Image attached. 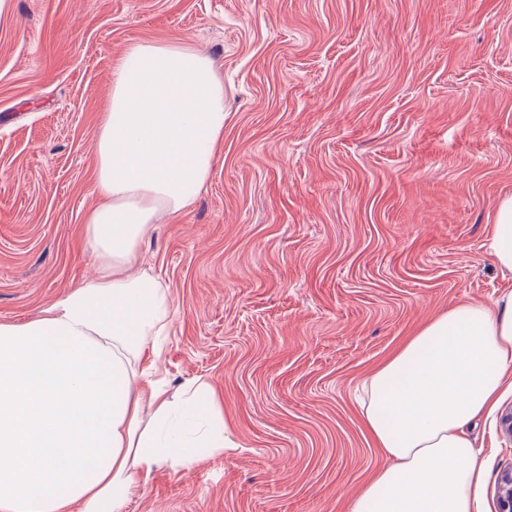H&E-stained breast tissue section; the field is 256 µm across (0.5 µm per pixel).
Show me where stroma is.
Masks as SVG:
<instances>
[{
    "label": "stroma",
    "instance_id": "obj_1",
    "mask_svg": "<svg viewBox=\"0 0 512 512\" xmlns=\"http://www.w3.org/2000/svg\"><path fill=\"white\" fill-rule=\"evenodd\" d=\"M185 41L224 82L194 204L138 245L175 313L170 391L210 384L231 449L155 468L125 512H348L389 461L357 396L457 304L512 290V0H0V323L93 276L84 240L112 69ZM503 386L468 434L497 512ZM488 242L498 266L512 272V197L500 201Z\"/></svg>",
    "mask_w": 512,
    "mask_h": 512
}]
</instances>
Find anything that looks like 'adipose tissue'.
Here are the masks:
<instances>
[{
    "instance_id": "obj_1",
    "label": "adipose tissue",
    "mask_w": 512,
    "mask_h": 512,
    "mask_svg": "<svg viewBox=\"0 0 512 512\" xmlns=\"http://www.w3.org/2000/svg\"><path fill=\"white\" fill-rule=\"evenodd\" d=\"M112 72L96 134L85 238L96 276L40 318L0 324V512H124L155 466L223 453L214 390L170 392L159 364L171 304L138 244L206 185L224 135V83L180 42H141ZM489 247L512 272V197ZM512 379V292L458 305L362 383L360 413L390 464L349 512H483L486 473L465 434Z\"/></svg>"
}]
</instances>
